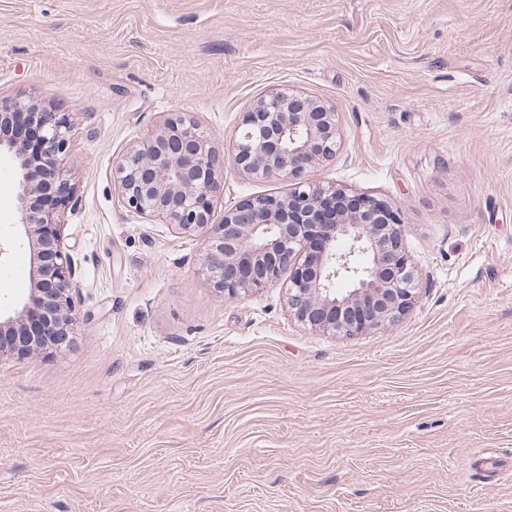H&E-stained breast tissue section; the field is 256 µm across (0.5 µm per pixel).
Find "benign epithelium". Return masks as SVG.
<instances>
[{
  "label": "benign epithelium",
  "instance_id": "7a95c632",
  "mask_svg": "<svg viewBox=\"0 0 512 512\" xmlns=\"http://www.w3.org/2000/svg\"><path fill=\"white\" fill-rule=\"evenodd\" d=\"M337 126L338 114L312 96L277 89L261 98L238 128L234 163L251 177L286 179L291 190L242 201L215 223L224 157L194 120L166 118L117 161L122 199L147 221L205 230L206 273L225 295L259 291L286 272L298 321L362 335L414 308L418 275L396 208L311 179L312 169L336 157ZM68 132L57 106L0 105V158L10 160L18 182L33 285L14 314L0 316V361L32 354L47 336L62 344L76 325L75 263L62 234L65 210L78 203L63 170Z\"/></svg>",
  "mask_w": 512,
  "mask_h": 512
}]
</instances>
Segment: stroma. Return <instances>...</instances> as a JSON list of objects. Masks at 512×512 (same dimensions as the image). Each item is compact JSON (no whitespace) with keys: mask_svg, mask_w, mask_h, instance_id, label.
<instances>
[{"mask_svg":"<svg viewBox=\"0 0 512 512\" xmlns=\"http://www.w3.org/2000/svg\"><path fill=\"white\" fill-rule=\"evenodd\" d=\"M288 87L339 116L313 178L398 209L420 298L310 330L285 282L213 288L204 230L115 164L163 118L224 153ZM0 99L60 105L72 343L0 361V512H512V0H0ZM288 181L225 160L213 219ZM0 159V312L31 289Z\"/></svg>","mask_w":512,"mask_h":512,"instance_id":"obj_1","label":"stroma"}]
</instances>
